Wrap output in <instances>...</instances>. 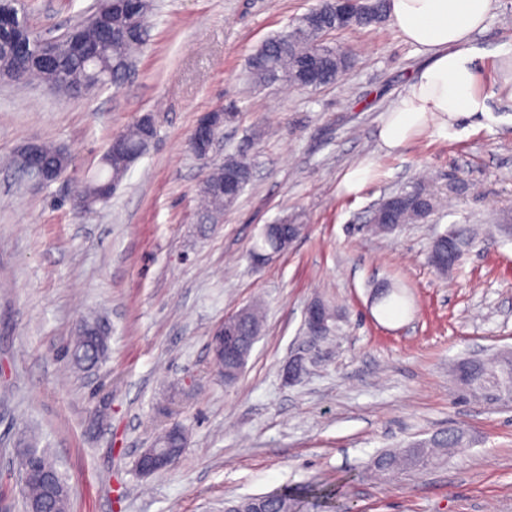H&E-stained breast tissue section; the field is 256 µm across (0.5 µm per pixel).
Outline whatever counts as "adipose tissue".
<instances>
[{"instance_id":"ef3b65f1","label":"adipose tissue","mask_w":512,"mask_h":512,"mask_svg":"<svg viewBox=\"0 0 512 512\" xmlns=\"http://www.w3.org/2000/svg\"><path fill=\"white\" fill-rule=\"evenodd\" d=\"M491 6L492 0H387L394 31L431 59L380 125L383 149L398 150L430 127L445 130L460 117L488 112L487 97L477 90L481 53L471 39L483 29Z\"/></svg>"}]
</instances>
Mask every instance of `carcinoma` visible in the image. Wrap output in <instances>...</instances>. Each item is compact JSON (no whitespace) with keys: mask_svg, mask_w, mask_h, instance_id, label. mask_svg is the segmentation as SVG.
Instances as JSON below:
<instances>
[{"mask_svg":"<svg viewBox=\"0 0 512 512\" xmlns=\"http://www.w3.org/2000/svg\"><path fill=\"white\" fill-rule=\"evenodd\" d=\"M386 0H368L367 9L355 13L343 22L321 31L311 29L303 21H298L291 30H285L264 41L248 58V75L256 86L268 84V75L274 72L279 81L297 86L296 73L300 62L314 58L319 63L312 84L317 86L333 84L352 65L349 55L336 51L323 42L325 34L350 27H366L381 22L385 17ZM106 4L98 15L95 24L72 27L57 36V50L49 64L41 62L38 56V38L33 35L26 20L18 18L13 25H0V71L13 67L16 49L27 44L31 56L26 70V79L44 81L66 96H81L83 89L92 86L97 91L105 86H118L122 81L127 63L134 60L137 49L147 44L153 25L154 7L151 0H100ZM112 30V42H107L104 30ZM129 152L142 157L146 152V135L139 124L132 125L125 133ZM44 158L51 164L64 169L70 166V156L61 148L46 143L41 145ZM250 163L242 155L224 159V164L213 168L205 175L206 181L224 178V171L241 163ZM102 166L108 177L89 181L81 192L91 203L103 202L108 196L101 194L103 183L122 181L131 166L112 158L103 157ZM199 194L207 216L217 221L224 212L230 210L236 201H228L219 195L199 189ZM409 201L394 208L389 220L392 224H413L427 219L436 207L435 197L421 189L407 192ZM445 240L452 244L448 261L456 266L461 261L474 237L471 229L451 224L442 232ZM109 354L108 338L96 335H77L68 347L66 356L78 368H93L103 363ZM455 378L466 389V393L485 402L494 401L505 405L512 401V351L496 353L488 359L468 358L457 363ZM468 445L467 434L453 430L443 440L417 441L407 446L381 453L374 461L377 470H395L407 466L427 464L441 453H449ZM19 448L38 450L43 471L54 476L56 491L51 493L38 480L31 481L25 491L24 506L46 507L47 512H67L69 490L65 478L48 453L38 448L37 440L24 436L18 440ZM261 502L267 512H294L298 496L288 490L265 495L251 496L240 500L247 504Z\"/></svg>","mask_w":512,"mask_h":512,"instance_id":"1","label":"carcinoma"}]
</instances>
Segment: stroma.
<instances>
[{
  "mask_svg": "<svg viewBox=\"0 0 512 512\" xmlns=\"http://www.w3.org/2000/svg\"><path fill=\"white\" fill-rule=\"evenodd\" d=\"M319 0H159L136 71L119 88L71 98L0 85V512H22L21 434L49 448L69 486L68 512H224L229 500L290 489L301 512H512V406L460 398V360L512 347V102L492 98L495 54L512 48V0H493L472 36L487 57L491 110L431 128L385 152L378 129L425 62L389 22L329 32L352 56L333 85L253 86L247 60ZM96 0H19L37 36L85 19ZM235 106L209 161L187 140L202 113ZM151 113L157 136L107 204H80L114 136ZM31 140L71 157L65 178L20 183L8 159ZM246 154L238 205L202 225L209 164ZM365 158L374 177L348 195ZM439 205L389 234L360 232L385 197L413 188ZM298 218L288 251L253 264L265 225ZM488 235L448 273L429 263L448 225ZM390 283L399 301L374 298ZM322 297L338 329L310 358L305 309ZM261 302L247 364L225 383L209 338ZM104 318L110 352L75 369L63 351L80 319ZM297 356L307 371L288 382ZM193 385H184V377ZM187 445L168 470L136 468L162 425ZM461 427L462 452L378 476L380 453ZM335 487L331 500L316 489ZM372 172L373 162L362 161L344 174L342 187L348 193H357L370 181Z\"/></svg>",
  "mask_w": 512,
  "mask_h": 512,
  "instance_id": "stroma-1",
  "label": "stroma"
}]
</instances>
